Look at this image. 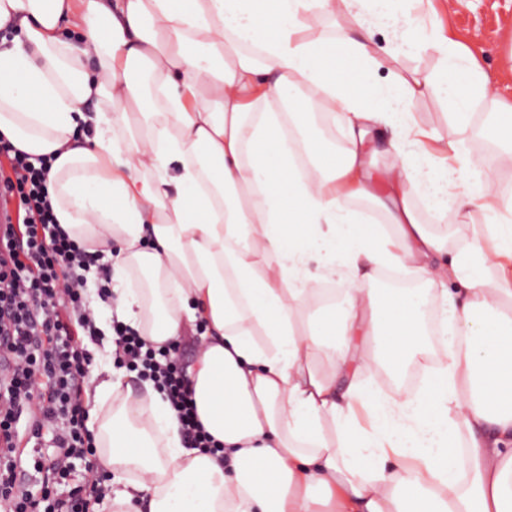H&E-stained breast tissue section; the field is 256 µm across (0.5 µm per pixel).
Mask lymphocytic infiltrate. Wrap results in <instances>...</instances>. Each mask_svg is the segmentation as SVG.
<instances>
[{
  "label": "lymphocytic infiltrate",
  "instance_id": "obj_1",
  "mask_svg": "<svg viewBox=\"0 0 512 512\" xmlns=\"http://www.w3.org/2000/svg\"><path fill=\"white\" fill-rule=\"evenodd\" d=\"M52 161L0 135V357L7 361L0 374V512H91L108 493L89 463L77 490H57L74 460L96 453L83 401L92 366L86 343L101 331L84 273L100 254L58 224L47 188ZM177 351L112 323L115 362L154 383L175 410L187 447L219 452L197 418ZM23 420L32 438L52 434L51 456L30 471L19 452Z\"/></svg>",
  "mask_w": 512,
  "mask_h": 512
}]
</instances>
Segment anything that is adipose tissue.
Returning a JSON list of instances; mask_svg holds the SVG:
<instances>
[{"mask_svg": "<svg viewBox=\"0 0 512 512\" xmlns=\"http://www.w3.org/2000/svg\"><path fill=\"white\" fill-rule=\"evenodd\" d=\"M0 0V134L53 156L57 221L109 255L117 311L151 344L203 326L187 377L224 447H184L152 382L123 392L97 353L87 426L102 470L125 475L116 512H512V225L498 186L469 183L415 149L410 107L433 78L388 81L368 41L395 0ZM458 127L492 93L464 47L440 46ZM359 59L333 79L337 56ZM339 111L345 147L309 119ZM390 129L398 164L373 162ZM360 197L395 227L358 222ZM480 210L493 250L434 232ZM342 272L336 302L302 288L306 254ZM382 266L426 287L384 292ZM146 280L135 288L131 274ZM446 279L455 287H443ZM456 327L425 388L384 396L368 363L399 370L424 350L427 309Z\"/></svg>", "mask_w": 512, "mask_h": 512, "instance_id": "ef3b65f1", "label": "adipose tissue"}]
</instances>
